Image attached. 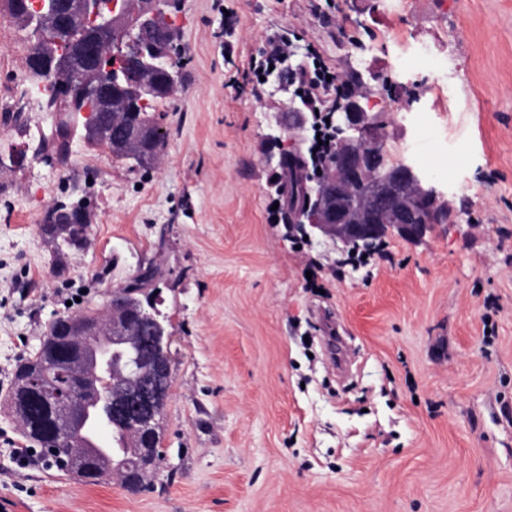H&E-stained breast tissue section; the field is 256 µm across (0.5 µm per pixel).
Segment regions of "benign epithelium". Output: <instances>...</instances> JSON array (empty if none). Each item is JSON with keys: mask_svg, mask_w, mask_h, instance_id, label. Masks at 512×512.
<instances>
[{"mask_svg": "<svg viewBox=\"0 0 512 512\" xmlns=\"http://www.w3.org/2000/svg\"><path fill=\"white\" fill-rule=\"evenodd\" d=\"M66 8L56 10L51 0H28L26 10L36 20L51 18L49 28L71 33L70 47L63 53L35 51L30 60L46 59L48 74L62 75L61 85L72 106L89 114L85 125L91 137L112 136V83L100 81L108 61L118 54H136L140 65L128 74L127 83L136 91L170 95L175 89L168 45L174 32L168 22L164 0H114L106 10L88 15L87 0H63ZM341 138L324 171L305 187L306 204L295 209L296 223L310 236H328L346 245L374 240L389 231L418 242L448 214V198L434 187L424 188L420 174L411 166H389L384 161V123L361 111L355 101L345 108ZM121 138L128 142L151 141L140 123L135 107L127 109L119 125ZM159 298L124 307L108 305L106 315L69 316L56 335L65 349L63 355L43 356L38 369L23 375L6 403L16 419L33 399L39 400L51 419L45 445L58 469L80 479L94 475L98 482L112 480V474L94 468L73 452L76 432L105 433L122 428L123 439H137L135 463L152 459L154 441L161 435L160 409L169 393L172 373L170 336L159 319ZM111 323L110 345L89 354L87 344L99 336L101 325ZM151 326L150 350L141 337Z\"/></svg>", "mask_w": 512, "mask_h": 512, "instance_id": "1", "label": "benign epithelium"}]
</instances>
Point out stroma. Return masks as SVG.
Returning a JSON list of instances; mask_svg holds the SVG:
<instances>
[{"mask_svg": "<svg viewBox=\"0 0 512 512\" xmlns=\"http://www.w3.org/2000/svg\"><path fill=\"white\" fill-rule=\"evenodd\" d=\"M171 21L160 164L80 138L62 164L36 154L55 115L0 5V403L51 320L150 268L173 353L152 489L19 468L0 412V512H512V0H336L328 23L309 0H179ZM290 25L289 66L312 43L362 75L390 161L443 172L447 222L385 236L365 267L337 272L341 243L286 228L306 127L279 75H242ZM80 197L83 244L56 253L46 215Z\"/></svg>", "mask_w": 512, "mask_h": 512, "instance_id": "1", "label": "stroma"}]
</instances>
